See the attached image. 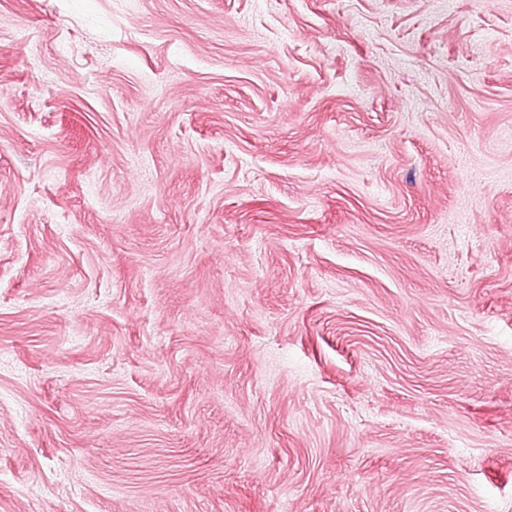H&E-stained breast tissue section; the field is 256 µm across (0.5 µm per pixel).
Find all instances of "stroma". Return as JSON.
<instances>
[{
    "label": "stroma",
    "instance_id": "stroma-1",
    "mask_svg": "<svg viewBox=\"0 0 512 512\" xmlns=\"http://www.w3.org/2000/svg\"><path fill=\"white\" fill-rule=\"evenodd\" d=\"M0 512H512V0H0Z\"/></svg>",
    "mask_w": 512,
    "mask_h": 512
}]
</instances>
